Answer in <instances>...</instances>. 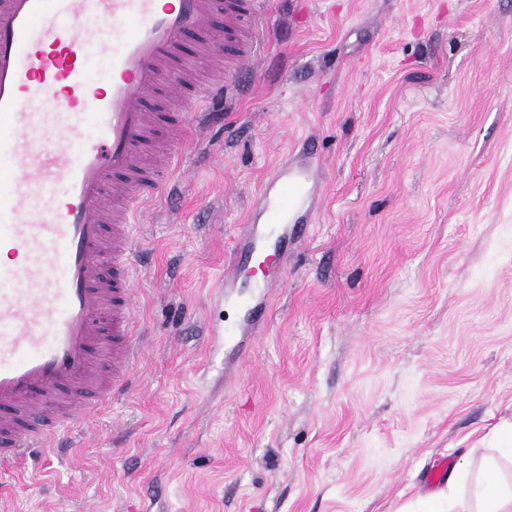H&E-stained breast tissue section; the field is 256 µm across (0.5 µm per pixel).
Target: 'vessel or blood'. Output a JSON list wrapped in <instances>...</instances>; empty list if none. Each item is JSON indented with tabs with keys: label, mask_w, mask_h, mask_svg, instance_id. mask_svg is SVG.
Masks as SVG:
<instances>
[{
	"label": "vessel or blood",
	"mask_w": 512,
	"mask_h": 512,
	"mask_svg": "<svg viewBox=\"0 0 512 512\" xmlns=\"http://www.w3.org/2000/svg\"><path fill=\"white\" fill-rule=\"evenodd\" d=\"M261 0H0V465L54 448L128 388L139 358V209L170 192L185 125L253 62ZM198 49L186 52L188 37ZM213 81L197 87L199 69ZM310 169L281 164L238 225L218 288L265 325L277 278L240 280L302 242Z\"/></svg>",
	"instance_id": "vessel-or-blood-1"
}]
</instances>
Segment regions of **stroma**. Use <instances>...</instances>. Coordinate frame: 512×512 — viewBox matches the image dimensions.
I'll use <instances>...</instances> for the list:
<instances>
[{
    "label": "stroma",
    "mask_w": 512,
    "mask_h": 512,
    "mask_svg": "<svg viewBox=\"0 0 512 512\" xmlns=\"http://www.w3.org/2000/svg\"><path fill=\"white\" fill-rule=\"evenodd\" d=\"M261 66L136 218L141 361L7 512H400L440 458L512 485V0H267ZM325 182L248 359L209 289L283 159Z\"/></svg>",
    "instance_id": "1"
}]
</instances>
